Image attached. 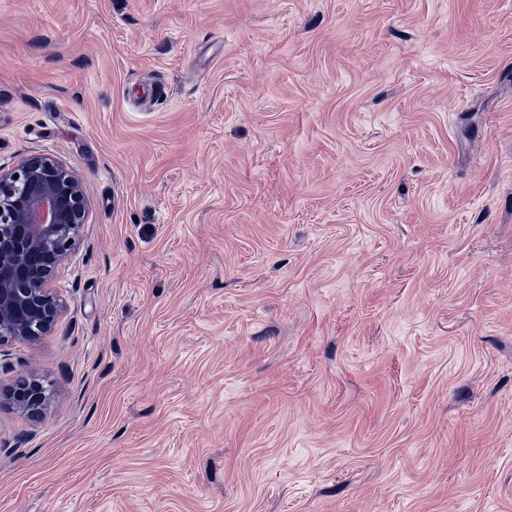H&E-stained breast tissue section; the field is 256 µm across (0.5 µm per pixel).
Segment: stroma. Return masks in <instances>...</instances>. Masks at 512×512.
Here are the masks:
<instances>
[{
    "instance_id": "1",
    "label": "stroma",
    "mask_w": 512,
    "mask_h": 512,
    "mask_svg": "<svg viewBox=\"0 0 512 512\" xmlns=\"http://www.w3.org/2000/svg\"><path fill=\"white\" fill-rule=\"evenodd\" d=\"M34 151L89 213L0 512H512V0H0Z\"/></svg>"
}]
</instances>
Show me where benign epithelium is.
<instances>
[{
  "label": "benign epithelium",
  "mask_w": 512,
  "mask_h": 512,
  "mask_svg": "<svg viewBox=\"0 0 512 512\" xmlns=\"http://www.w3.org/2000/svg\"><path fill=\"white\" fill-rule=\"evenodd\" d=\"M82 181L60 159L34 153L0 169V347L35 343L64 310L53 287L75 250L88 215ZM52 393L35 371L0 391V405L40 418Z\"/></svg>",
  "instance_id": "7a95c632"
}]
</instances>
